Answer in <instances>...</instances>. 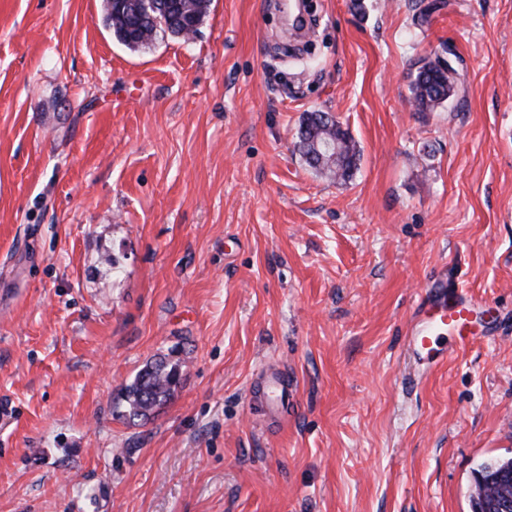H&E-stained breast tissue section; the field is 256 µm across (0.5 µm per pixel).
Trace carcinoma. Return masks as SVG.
<instances>
[{
    "instance_id": "1",
    "label": "carcinoma",
    "mask_w": 512,
    "mask_h": 512,
    "mask_svg": "<svg viewBox=\"0 0 512 512\" xmlns=\"http://www.w3.org/2000/svg\"><path fill=\"white\" fill-rule=\"evenodd\" d=\"M210 0H123V7L106 10L104 22L115 39L130 49L148 47L158 32L184 37L195 33L207 13ZM458 78L429 70L417 74L410 84L412 97L423 112L432 111L456 95ZM336 144L334 153L322 144ZM297 147L305 163L318 173L338 181L348 180L357 169L360 153L347 130L329 112H309L300 123ZM180 371L160 360L146 366L123 388L130 421L148 418L155 408L169 400L179 384ZM476 475L472 512H492L493 499L512 497V458L485 463Z\"/></svg>"
}]
</instances>
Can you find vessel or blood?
<instances>
[{
    "label": "vessel or blood",
    "mask_w": 512,
    "mask_h": 512,
    "mask_svg": "<svg viewBox=\"0 0 512 512\" xmlns=\"http://www.w3.org/2000/svg\"><path fill=\"white\" fill-rule=\"evenodd\" d=\"M480 303L472 296L458 293L447 296L443 285H433L428 296L418 306L417 324L410 347L415 357L428 363H438L447 356L441 332L452 329L459 342H468L467 324Z\"/></svg>",
    "instance_id": "1"
}]
</instances>
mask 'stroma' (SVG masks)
<instances>
[{
    "instance_id": "35a3bbf8",
    "label": "stroma",
    "mask_w": 512,
    "mask_h": 512,
    "mask_svg": "<svg viewBox=\"0 0 512 512\" xmlns=\"http://www.w3.org/2000/svg\"><path fill=\"white\" fill-rule=\"evenodd\" d=\"M443 2L309 0L298 36L210 0L132 51L105 0H0V512H472L512 458V0ZM445 41L458 94L418 111ZM316 110L347 181L294 147ZM436 281L485 311L431 368ZM160 358L173 398L126 420ZM324 142L335 143L336 152L323 151ZM296 143L311 169L336 181L348 180L357 169L359 150L349 132L329 112H308L300 123ZM507 468L508 481L499 480L500 470ZM512 458L500 459L485 463L477 470L474 481H478V476L482 478L481 483H474V493L471 496L473 512H496L487 506L497 497L504 495L512 497ZM484 492V494H483Z\"/></svg>"
}]
</instances>
